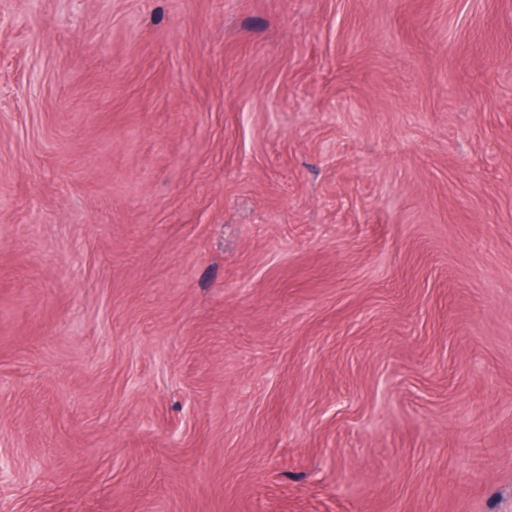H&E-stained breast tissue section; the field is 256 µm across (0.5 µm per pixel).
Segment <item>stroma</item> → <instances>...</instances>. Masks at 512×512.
<instances>
[{"label": "stroma", "instance_id": "1", "mask_svg": "<svg viewBox=\"0 0 512 512\" xmlns=\"http://www.w3.org/2000/svg\"><path fill=\"white\" fill-rule=\"evenodd\" d=\"M0 512H512V0H0Z\"/></svg>", "mask_w": 512, "mask_h": 512}]
</instances>
